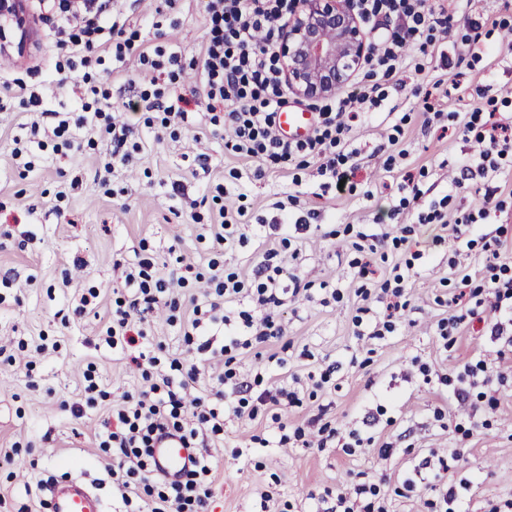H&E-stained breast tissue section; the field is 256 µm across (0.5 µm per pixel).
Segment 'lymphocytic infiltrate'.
<instances>
[{
    "instance_id": "obj_1",
    "label": "lymphocytic infiltrate",
    "mask_w": 512,
    "mask_h": 512,
    "mask_svg": "<svg viewBox=\"0 0 512 512\" xmlns=\"http://www.w3.org/2000/svg\"><path fill=\"white\" fill-rule=\"evenodd\" d=\"M353 7L364 25L375 26L383 15L395 16L397 24L392 33L378 37L364 60L365 84L357 91L315 105L312 134L291 141L283 138L276 127L277 113L288 105L276 47L295 0H207L209 34L198 47L199 103L205 107L210 125L223 128L225 151L259 160L255 177H263L269 167L284 174L304 169L305 159L310 156L317 159L321 175L342 183L345 191H353L358 152L350 147L352 121L359 113L380 107L387 97L386 85L401 86L399 73L411 44L427 52L447 39L454 25L453 15L441 0H353ZM58 13V43L78 48L80 57L68 61L66 70L58 71L57 83L68 82V71L75 66L88 68L108 59L121 63L134 52L142 64L148 65L150 82L156 87L148 106L163 114L161 126L154 132L155 140H162L165 129L173 126L195 128L196 115L188 111L186 99L157 88L161 80L177 81L183 71L181 52L134 46L112 19V0H85L79 11L70 0H60ZM463 129L476 131L482 149L477 165H462L450 186L462 188L475 171L487 179L484 198L492 200L499 175L512 169V116L485 117L475 111ZM136 132L129 121L109 112H86L73 121L63 118L53 129L54 135H67L70 147L76 151L81 150L88 136L105 134L110 143L104 164L108 173L130 163L133 151L139 148L134 141ZM318 216L313 208L291 224L278 221L253 225L244 207L219 208L216 222L207 227L214 257L205 271L194 275L204 290L191 297L187 313L174 295L175 289L186 283L178 271L182 256H173L171 270L165 276L142 255L125 260L124 283L116 291L105 324V340L112 347L130 352V361L143 385L137 394L127 396L124 405L103 418L97 434L100 447L112 453V488L124 505L144 501L150 512H208L214 478L210 459L194 456L180 478L170 481L156 474L152 450L169 436L179 438L183 447L193 448L200 437L223 434L224 385H232L238 395L232 411L239 417L253 420L260 409L300 404L298 392L288 386L259 392L255 386L262 383V376L250 382L240 379L235 352L282 337L278 316L285 293L296 296L312 289V282L298 278L292 288H282L279 252L291 248V230L309 228ZM253 235L275 238L278 245L266 251L262 261L253 266L250 278L245 279L224 268L217 255L246 245ZM498 258L495 249L486 257L488 285L496 296L491 334L505 338L512 348V275H500ZM405 280V275L397 271L381 283L390 318L365 324L358 329V336L375 339L395 330L392 316L403 307ZM161 308L167 311L169 323L177 325L185 341L192 344L191 359H163L162 345L149 338L146 325ZM215 329L224 333L225 344L218 349L209 337ZM219 355L224 358L223 374L208 388L197 389L209 361ZM507 362L503 353L493 364L472 355L463 358L453 373L441 375L439 381L448 386L449 398L466 408L477 377L491 378ZM463 457V450L456 448L449 458L423 460L424 481L432 493L424 502L427 512H464L457 485L442 479L449 460Z\"/></svg>"
}]
</instances>
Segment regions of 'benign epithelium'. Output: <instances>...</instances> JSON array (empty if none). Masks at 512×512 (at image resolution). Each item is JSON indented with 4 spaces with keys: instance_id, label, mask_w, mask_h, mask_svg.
I'll return each instance as SVG.
<instances>
[{
    "instance_id": "1",
    "label": "benign epithelium",
    "mask_w": 512,
    "mask_h": 512,
    "mask_svg": "<svg viewBox=\"0 0 512 512\" xmlns=\"http://www.w3.org/2000/svg\"><path fill=\"white\" fill-rule=\"evenodd\" d=\"M34 24L26 0H0V52L24 54ZM370 50L350 0H299L282 29L277 57L288 89L317 100L344 87Z\"/></svg>"
}]
</instances>
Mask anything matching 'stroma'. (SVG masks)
Segmentation results:
<instances>
[{
	"instance_id": "1",
	"label": "stroma",
	"mask_w": 512,
	"mask_h": 512,
	"mask_svg": "<svg viewBox=\"0 0 512 512\" xmlns=\"http://www.w3.org/2000/svg\"><path fill=\"white\" fill-rule=\"evenodd\" d=\"M27 7L36 19L32 41L24 55L1 58L5 66L0 72L41 92L48 108L59 112L108 106L124 113L139 129L141 150L134 169H115L104 184V138L74 152L63 139L43 131L39 137L46 147L34 171L25 172L12 156L13 138L33 114L17 90L0 86V272L11 280L0 289V458L15 459L12 467H0V512H49L44 501L50 493L43 485L51 479L82 483L102 499L106 512H119L108 473L112 457L95 438L103 410L122 404L142 384L125 354L108 345L102 332L112 289L123 282L118 260L144 244L157 265H164L174 248L185 263L205 266L208 244L199 235L220 206L245 205L251 223L270 224L280 216L277 202L291 194L320 215L316 226L299 234L297 257H284L282 280L297 277L316 287L310 298L280 307L283 340L241 355L239 374L250 379L262 375L267 388L297 379L308 390L313 375L327 365L336 364L337 370L317 398L281 410L279 419L225 413L223 436L205 438L201 449L215 467L208 512H261L260 495L266 491L273 494L272 512H322L324 488L360 483L379 484L388 512H420L427 489L420 485L398 496L395 487L413 476L430 450L453 448L465 452L463 460L452 462L450 474L454 482L467 484L470 512H487L490 504L512 500V374L485 386L467 437L456 431L455 408L443 402L445 387L438 380L472 354L495 359L502 343L493 338L487 320H465L447 348L436 334L456 280L465 274L476 281L484 277L485 242L501 240L499 261L512 269V173L499 178L506 199L472 231V248L459 252L448 243L429 249L438 227L417 221L419 212L444 198L452 220L483 205L480 180L453 191L448 173L475 150L473 134L460 129L458 118L487 110L478 87L493 85L498 111L512 113V48L502 42L503 25L512 26V0H448L455 26L441 48L448 57H460L457 70L468 87L466 95L438 89L425 97L428 83L442 73L441 62L411 51L400 73L404 88L389 89L373 114L353 123L357 189L340 196L324 189L325 178L313 165L299 171L298 186L272 170L254 178V162L225 155L223 140L205 127L154 140L145 123L160 116L143 100L153 89L137 55L127 57L120 73L96 66L88 78L55 84V65L65 55L57 44L55 17L42 13L38 0H28ZM114 8L125 19L126 31L138 32L141 41L180 49L184 73L173 89L192 97L197 50L209 31L202 0H176L171 8L164 0H116ZM153 18L159 27L150 26ZM470 19L483 24L482 51L476 55L462 49ZM428 105L448 113L446 126L425 127ZM392 136L397 144H389ZM200 152L208 154V167L199 166ZM407 171L422 192L420 200L409 203L399 189ZM174 180L181 181L187 200L197 201L196 210L171 199ZM220 185L228 192L221 199L215 196ZM61 189L67 197L59 202L55 194ZM406 226L413 227L417 248L386 245L384 258L374 261L368 286L379 287L394 265L411 264L405 283L409 306L397 331L362 347L355 337L358 308L369 307L371 317L380 319L385 305L358 293L352 264L359 254L351 234L394 237ZM77 257L85 267L71 280L67 274ZM323 281L339 291V301L323 303ZM92 286L100 290L95 307L62 321L61 311L76 305ZM39 344L46 345V353L36 352ZM420 362L430 367L432 382H424L416 368ZM90 365L108 397L77 418L65 403L80 393ZM490 395L499 400L493 410L486 405ZM438 408L444 412L439 420L434 417ZM320 413L340 435L359 429L396 442V455L382 460L369 448L349 456L332 442L324 448L280 445L283 430H294Z\"/></svg>"
}]
</instances>
